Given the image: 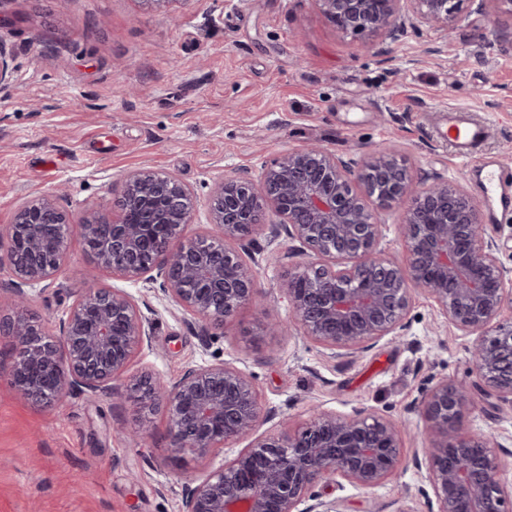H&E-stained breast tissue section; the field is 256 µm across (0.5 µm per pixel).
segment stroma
Returning <instances> with one entry per match:
<instances>
[{"instance_id": "stroma-1", "label": "stroma", "mask_w": 512, "mask_h": 512, "mask_svg": "<svg viewBox=\"0 0 512 512\" xmlns=\"http://www.w3.org/2000/svg\"><path fill=\"white\" fill-rule=\"evenodd\" d=\"M0 46L15 72L0 87V226L27 199L62 190L73 215L110 208L125 174L148 165L176 175L205 206L221 175L257 178L263 165L317 143L339 155L389 143L418 180L460 179L488 213L481 176L432 134L443 107L469 110L496 129L484 152L512 166V46L485 49L481 32L512 34V16L488 17L466 0L446 54L430 31L383 43L368 54L340 33L313 0H0ZM267 225L253 234L262 252L252 273L264 305L243 306L215 328L170 302L143 279L98 268L79 232L56 285L33 287L26 315L57 334L74 293L95 285L125 289L151 336L111 391L75 392L60 404L21 399L0 337V512H181L186 487L252 446L302 426L312 409L374 414L402 429V462L380 486L319 482L314 491L344 512H434L436 500L417 456L430 447L420 412L444 379L472 380L474 337L448 323L438 305L414 294L399 335L354 354L331 355L301 329L274 335L287 320L281 293L305 258ZM229 362L255 384L262 422L254 434L200 457H172L165 408L140 425L131 381L150 372L176 381L191 367ZM493 434L505 449L500 477L512 486V407L473 392L459 421Z\"/></svg>"}]
</instances>
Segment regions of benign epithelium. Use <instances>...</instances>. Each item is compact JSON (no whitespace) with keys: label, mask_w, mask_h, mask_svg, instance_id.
I'll use <instances>...</instances> for the list:
<instances>
[{"label":"benign epithelium","mask_w":512,"mask_h":512,"mask_svg":"<svg viewBox=\"0 0 512 512\" xmlns=\"http://www.w3.org/2000/svg\"><path fill=\"white\" fill-rule=\"evenodd\" d=\"M320 12L363 49L398 42L427 28L438 35L433 55L448 52L466 0H313ZM410 200L398 224L404 262L379 249L378 206ZM270 213L268 244L281 234L300 244L303 270L283 284L292 319L325 350L353 353L395 334L411 295L421 292L448 323L478 335L470 351L474 386L442 380L425 394L422 414L432 446L422 449L436 512H512V489L499 477L491 438L463 432L458 420L476 387L512 406V270L482 228L480 211L454 179L416 181L381 147L348 161L318 145L292 150L256 182L225 176L215 182L206 233H188L196 197L178 177L151 167L128 174L115 207L69 214L55 192L23 203L0 228V268L12 273L15 305L26 289L54 283L69 260L64 248L44 260L52 233L77 227L99 267L138 275L207 324L221 326L259 289L248 265L226 241L246 242ZM14 353L12 386L24 398L55 403L73 391L112 389L136 349L148 339L146 320L122 288L89 286L69 305L52 338L30 317L0 318ZM140 413L159 402L169 409L171 451L206 455L256 429L261 409L250 378L229 363L188 369L174 383L142 373L132 384ZM400 462V430L358 412H320L278 439L259 441L224 468L185 489L182 512H342L334 500L310 494L321 480L341 478L363 489L380 486ZM305 508H300V505Z\"/></svg>","instance_id":"7a95c632"}]
</instances>
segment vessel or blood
Masks as SVG:
<instances>
[{
    "label": "vessel or blood",
    "instance_id": "obj_1",
    "mask_svg": "<svg viewBox=\"0 0 512 512\" xmlns=\"http://www.w3.org/2000/svg\"><path fill=\"white\" fill-rule=\"evenodd\" d=\"M435 133L449 141L461 158L480 160L483 192L494 200L495 213L512 212V171L482 157L483 147L493 134L492 127L476 120L466 109L454 107L441 111Z\"/></svg>",
    "mask_w": 512,
    "mask_h": 512
}]
</instances>
